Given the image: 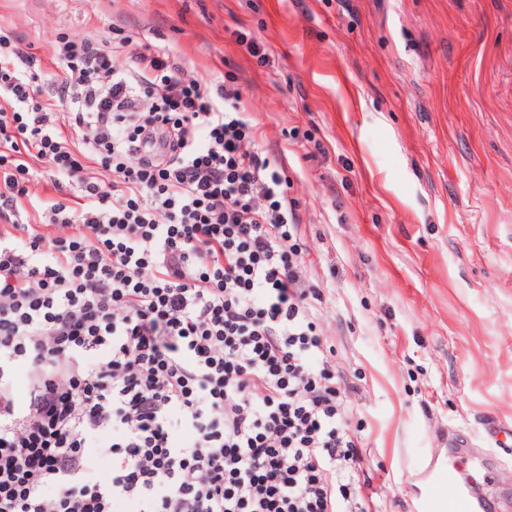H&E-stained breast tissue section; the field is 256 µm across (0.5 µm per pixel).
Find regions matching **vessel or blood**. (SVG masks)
Instances as JSON below:
<instances>
[{"label":"vessel or blood","mask_w":512,"mask_h":512,"mask_svg":"<svg viewBox=\"0 0 512 512\" xmlns=\"http://www.w3.org/2000/svg\"><path fill=\"white\" fill-rule=\"evenodd\" d=\"M457 459L447 467L430 466L425 473L428 490L422 494L421 512H485L486 505L472 492V484L460 480Z\"/></svg>","instance_id":"vessel-or-blood-1"}]
</instances>
